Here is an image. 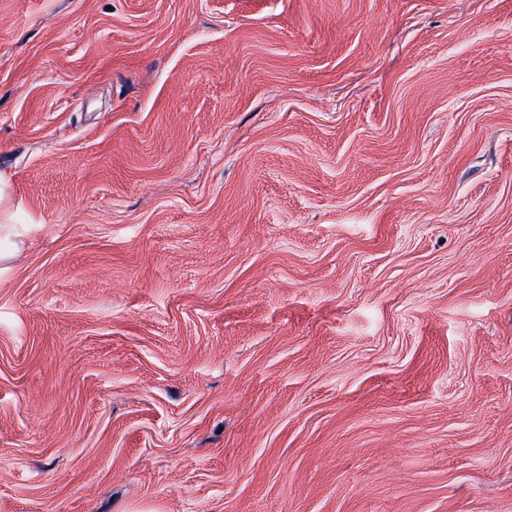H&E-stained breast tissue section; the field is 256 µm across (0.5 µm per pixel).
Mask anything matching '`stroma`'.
Returning a JSON list of instances; mask_svg holds the SVG:
<instances>
[{"label":"stroma","instance_id":"35a3bbf8","mask_svg":"<svg viewBox=\"0 0 512 512\" xmlns=\"http://www.w3.org/2000/svg\"><path fill=\"white\" fill-rule=\"evenodd\" d=\"M0 512H512V0H0Z\"/></svg>","mask_w":512,"mask_h":512}]
</instances>
